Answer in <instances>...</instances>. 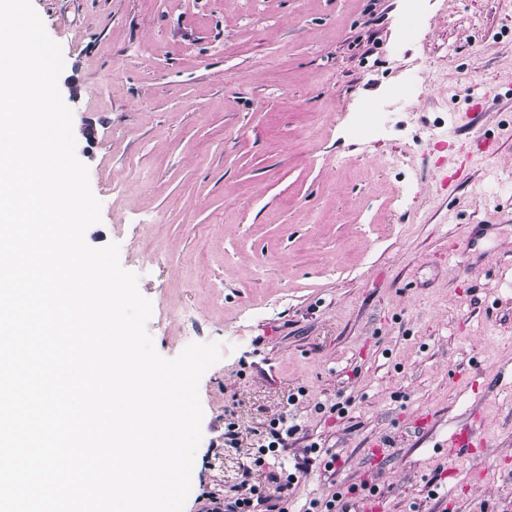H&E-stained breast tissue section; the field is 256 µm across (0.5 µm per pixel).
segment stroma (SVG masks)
Instances as JSON below:
<instances>
[{
	"mask_svg": "<svg viewBox=\"0 0 512 512\" xmlns=\"http://www.w3.org/2000/svg\"><path fill=\"white\" fill-rule=\"evenodd\" d=\"M32 4L80 90L67 105L101 203L87 243H118L158 354L223 346L185 512L309 441L342 466L299 473L292 505L326 498L383 439L384 512H430L433 480L454 512H512V276L496 263L512 94L494 92L512 81V0ZM474 409L484 452L445 447ZM282 413L302 437L265 467L252 439L225 447L228 423Z\"/></svg>",
	"mask_w": 512,
	"mask_h": 512,
	"instance_id": "stroma-1",
	"label": "stroma"
}]
</instances>
